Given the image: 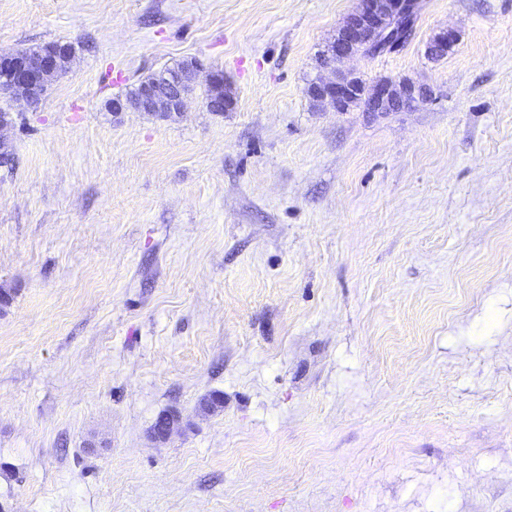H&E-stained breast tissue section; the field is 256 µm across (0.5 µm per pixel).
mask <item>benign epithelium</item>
I'll return each mask as SVG.
<instances>
[{
  "instance_id": "obj_1",
  "label": "benign epithelium",
  "mask_w": 512,
  "mask_h": 512,
  "mask_svg": "<svg viewBox=\"0 0 512 512\" xmlns=\"http://www.w3.org/2000/svg\"><path fill=\"white\" fill-rule=\"evenodd\" d=\"M419 9L420 0H361L358 9L346 18L336 36L327 44L321 67L333 68L344 59L359 54V47L368 46L388 34L398 20H407L405 31L411 33ZM456 41L457 36L453 32L441 31L429 40L427 52L438 58L443 57ZM71 57L72 46L61 42L47 44L35 51L27 48L15 51L7 57L8 75L0 80V92L11 97L21 96L28 104L35 106L42 100L51 81L68 67ZM201 69L202 63L193 60L178 78L172 80L166 77L162 83L157 80L149 82L144 85L139 99L131 101L115 97L108 102V108L113 112L132 109L162 116L179 113L184 110L187 97L183 87L193 85ZM206 86L211 91V96L206 99L209 109L226 112L235 107V95L224 82L222 71L208 72ZM306 93L314 101L327 103L339 112L346 111L357 99L362 111L374 114L401 112L408 104L430 97L427 87L407 79L397 83L385 78L361 90L357 75L343 71L336 72L333 80L317 77ZM179 424L178 413L172 411L162 420L152 437L165 441L178 430Z\"/></svg>"
}]
</instances>
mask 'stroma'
Listing matches in <instances>:
<instances>
[{"instance_id":"stroma-1","label":"stroma","mask_w":512,"mask_h":512,"mask_svg":"<svg viewBox=\"0 0 512 512\" xmlns=\"http://www.w3.org/2000/svg\"><path fill=\"white\" fill-rule=\"evenodd\" d=\"M357 5L0 0L74 48L0 98V512H512V0L347 61L431 89L386 115L306 94ZM193 58L233 111L108 109ZM207 89L211 96L206 99L207 107L213 111H230L236 105V98L230 87L224 82V73L211 70L206 77Z\"/></svg>"}]
</instances>
